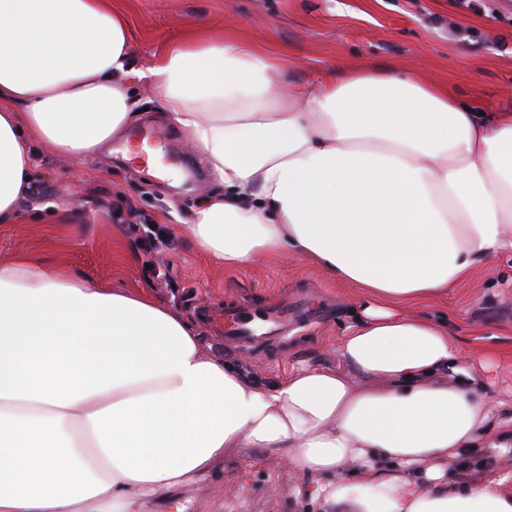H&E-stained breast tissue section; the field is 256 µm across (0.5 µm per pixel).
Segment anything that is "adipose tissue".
I'll use <instances>...</instances> for the list:
<instances>
[{
  "label": "adipose tissue",
  "instance_id": "ef3b65f1",
  "mask_svg": "<svg viewBox=\"0 0 512 512\" xmlns=\"http://www.w3.org/2000/svg\"><path fill=\"white\" fill-rule=\"evenodd\" d=\"M106 0H0V224L18 219L31 144L81 159L158 93L223 191L184 232L228 269L313 260L360 288L338 367L262 386L146 293L0 264V512H145L251 448L306 479L322 512H512V405L446 323L404 313L512 253V113L479 115L377 67L302 83L239 40L178 41L132 64ZM478 457L464 484L449 462Z\"/></svg>",
  "mask_w": 512,
  "mask_h": 512
}]
</instances>
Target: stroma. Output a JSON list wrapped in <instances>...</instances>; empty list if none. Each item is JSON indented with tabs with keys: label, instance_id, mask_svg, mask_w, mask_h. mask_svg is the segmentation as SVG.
Wrapping results in <instances>:
<instances>
[{
	"label": "stroma",
	"instance_id": "obj_1",
	"mask_svg": "<svg viewBox=\"0 0 512 512\" xmlns=\"http://www.w3.org/2000/svg\"><path fill=\"white\" fill-rule=\"evenodd\" d=\"M128 19L139 67L186 34L235 37L283 52L293 75L384 65L447 86L477 110L512 107V0H107ZM142 130L165 136L166 160L187 174L178 186L124 158L123 136L83 160L33 149L35 178L16 223L0 225V263L31 256L65 278L147 291L195 321L202 344L263 385L302 365L336 367L339 336L353 322L355 287L293 255L261 256L225 269L182 231L198 201L222 185L188 134L170 122L158 95L142 93ZM164 240L147 252L144 225ZM301 296L314 317L255 347L224 336V312L261 314ZM425 313L473 349L493 355L485 379L495 396L512 392V255L480 268ZM303 478L281 461L254 463L228 448L224 463L179 490L188 512H321Z\"/></svg>",
	"mask_w": 512,
	"mask_h": 512
}]
</instances>
